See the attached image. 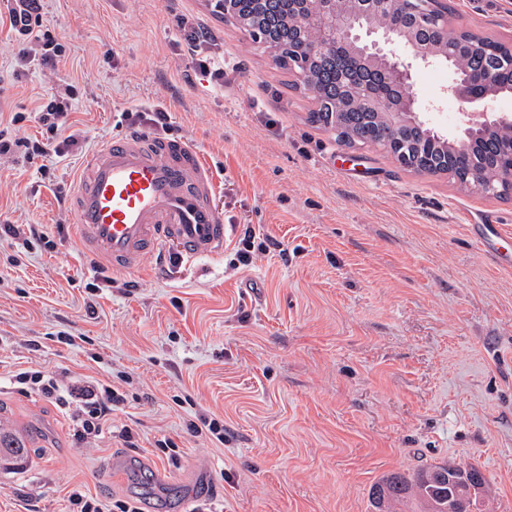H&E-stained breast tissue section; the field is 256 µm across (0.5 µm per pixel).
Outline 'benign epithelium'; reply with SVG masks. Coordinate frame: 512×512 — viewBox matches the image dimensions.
<instances>
[{"label": "benign epithelium", "mask_w": 512, "mask_h": 512, "mask_svg": "<svg viewBox=\"0 0 512 512\" xmlns=\"http://www.w3.org/2000/svg\"><path fill=\"white\" fill-rule=\"evenodd\" d=\"M236 0H216V7L224 13V21L248 30L250 36L267 42L266 34L246 25L234 11ZM407 0H353L355 9L346 14L336 9V0H317V8L309 11L301 23L304 48L308 58H331L336 61V84L368 109H383L390 113L394 127L410 119L417 127L428 129L429 134L442 137L429 121L420 117L423 105L414 80V67L429 64L437 56L420 49L400 24L393 20L385 25L376 24L374 18L385 14L400 16ZM448 61L451 79L446 92L468 102L486 104L483 112L463 113L458 138L469 139L485 126L512 125V115L496 113L488 106L493 101L489 87L495 84L503 69L512 70V48L489 65L462 68L457 55H443ZM497 152L509 155L508 165L498 169L496 177L483 181L474 172L465 180L489 194L512 189V147L497 145Z\"/></svg>", "instance_id": "7a95c632"}]
</instances>
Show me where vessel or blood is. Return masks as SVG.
<instances>
[{"mask_svg":"<svg viewBox=\"0 0 512 512\" xmlns=\"http://www.w3.org/2000/svg\"><path fill=\"white\" fill-rule=\"evenodd\" d=\"M210 164L188 140L120 134L89 153L71 195L79 241L113 271L175 246L182 262L221 255L228 227Z\"/></svg>","mask_w":512,"mask_h":512,"instance_id":"b4317fda","label":"vessel or blood"}]
</instances>
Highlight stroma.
I'll use <instances>...</instances> for the list:
<instances>
[{
	"label": "stroma",
	"mask_w": 512,
	"mask_h": 512,
	"mask_svg": "<svg viewBox=\"0 0 512 512\" xmlns=\"http://www.w3.org/2000/svg\"><path fill=\"white\" fill-rule=\"evenodd\" d=\"M448 3L451 27L512 42V0ZM40 16L65 54L17 79L24 44L0 20V129L52 149L0 158V212L56 244L0 238V425L29 448L26 463L0 468V512H70L75 487L143 512L207 500L224 512H370L381 477L433 462L479 465L490 512H512V265L471 231L512 232V193L464 191L338 143L309 121L314 102L292 74L202 0H42ZM181 16L211 34L204 51L228 66L223 85L196 73ZM415 82L431 125L457 135L472 106L445 95L446 66L417 69ZM55 94L87 133L81 149L30 118ZM158 102L163 138L188 139L213 168L224 252L189 266L152 253L91 291L100 262L70 206L81 161L130 131L125 113ZM249 227L275 246L233 267ZM28 367L118 388L112 434L77 440L54 403L12 384ZM204 415L223 420V442L189 431ZM126 425L139 427L137 447L117 438ZM163 436L171 447H155Z\"/></svg>",
	"instance_id": "obj_1"
}]
</instances>
